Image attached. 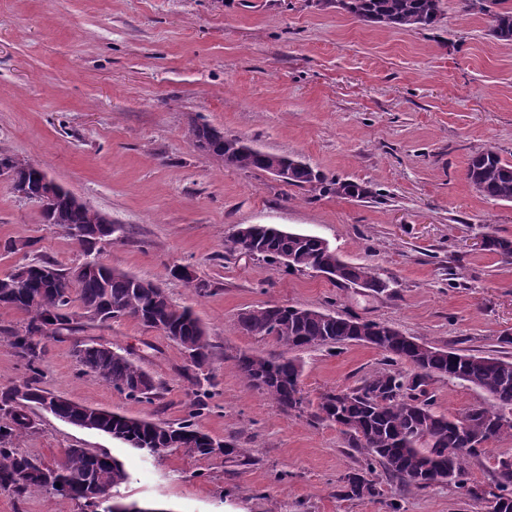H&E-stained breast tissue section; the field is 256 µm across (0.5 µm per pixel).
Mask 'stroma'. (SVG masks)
Here are the masks:
<instances>
[{"mask_svg": "<svg viewBox=\"0 0 512 512\" xmlns=\"http://www.w3.org/2000/svg\"><path fill=\"white\" fill-rule=\"evenodd\" d=\"M468 0H443L434 26L401 31L314 0H0V151L27 159L123 225L109 266L160 285L191 306L216 346V387L195 424L247 449L248 467L177 450L158 458L44 411L21 449L53 460L89 448L129 473L126 502L161 512H472L455 488L383 487L344 500L356 467L336 427L315 421L321 392L353 387L380 368L375 349L349 343L299 351L303 412L248 387L232 356L278 357L245 334L240 312L263 304L382 321L431 345L512 360V260L483 247L512 240V202L467 178L492 149L512 161V42L490 34ZM204 122L254 147L299 158L327 178L366 187L344 198L222 164L192 143ZM242 224H276L325 239L350 264L375 266L389 288L341 287L272 260L228 253ZM0 275L47 259L70 268L75 241L0 178ZM210 284L195 295L171 270ZM83 339L132 353L164 390L152 404L81 374L71 339L49 341L41 386L91 407L155 421L184 418L191 388L179 346L137 321L86 328ZM438 411L487 403L481 390L434 380Z\"/></svg>", "mask_w": 512, "mask_h": 512, "instance_id": "obj_1", "label": "stroma"}]
</instances>
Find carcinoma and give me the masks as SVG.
<instances>
[{
  "mask_svg": "<svg viewBox=\"0 0 512 512\" xmlns=\"http://www.w3.org/2000/svg\"><path fill=\"white\" fill-rule=\"evenodd\" d=\"M443 0H337V7L361 21L408 31L433 26L442 15ZM479 11L491 18V32L500 41L512 42V7L507 0H475ZM195 145L239 170H266L272 163L288 165L286 184L304 189L317 188L338 196L361 198L366 189L350 181L327 180L309 165L294 164L291 158L253 150L239 137L226 136L206 124L191 128ZM9 171L13 180L25 187L28 200L37 203L45 223L60 226L69 237L73 230L86 232L77 240L83 256H94L97 241H110L112 228L103 223L102 213L81 203L73 205L66 193L45 203L47 182L36 164L8 152L0 151V169ZM467 176L486 197L512 202V161L492 150L471 156ZM254 249L263 259L286 253L292 258V269H325L336 266L338 255L311 235L285 231L257 224ZM487 250L505 258L512 257V240L488 236ZM52 268L57 278L46 283L41 269ZM173 274L194 287L199 296L209 291V284L197 279L183 266ZM31 285L25 290L15 287V271L0 275V306L25 314L22 325L0 330L5 334L16 356L26 370L20 385L0 392V492L17 499L31 494H49L63 502H74L95 510L92 496L114 493L127 483L129 474L114 458L88 448L64 450L55 477L60 486L46 487L40 466L45 461L23 453L19 438L32 428L31 413L46 400L55 402V417L76 427L85 425V415L66 399L40 387L41 364L49 339H64L88 326H102L114 320L130 318L176 342L192 361L183 366L181 376L195 391L188 415L176 423H163L161 430L151 429L147 420L110 413L98 421V430L122 441L129 447L152 456L163 457L183 441L185 453L209 459L224 457L236 467L251 464L249 453L228 442L223 448H210V436L195 427L193 419L207 410L214 388L210 365L215 344L192 311L173 303L162 288H144L140 279L119 271L99 273L73 282L67 270L43 259L30 264ZM343 284H363L376 294L387 291L388 283L368 264L341 268ZM240 329L258 338L271 337L284 349L293 352L309 347H334L350 342L357 335L351 320L336 315L328 320L314 309L288 306L277 308L260 305L238 315ZM374 349L384 356L385 367L364 377L353 388L330 389L318 397L314 417L338 429L347 447L358 458V466L342 478L339 496L345 500H373L381 496L376 468L385 478L404 489L425 490L436 483H448L461 490L473 502L485 505L487 512H512V455L495 458L491 479L474 484L467 476L471 459L486 452L484 439L512 437V422L501 425L505 415H512V361L492 355L456 353L449 350L418 355L414 337L406 336L387 323L363 321ZM76 358L83 374L93 375L126 397L149 404L161 398L163 387L142 368L131 353L118 352L103 344L83 341L76 345ZM246 383L288 412H301L306 399L301 387V367L285 355L268 359L259 355H234ZM412 363L415 371L408 374L399 365ZM437 378L468 383L490 395V402L469 408L466 430L458 432L449 416L432 410L434 394L427 386ZM27 393L26 406L17 404L18 388ZM457 448L451 459L443 460V468H431L435 450Z\"/></svg>",
  "mask_w": 512,
  "mask_h": 512,
  "instance_id": "carcinoma-1",
  "label": "carcinoma"
}]
</instances>
